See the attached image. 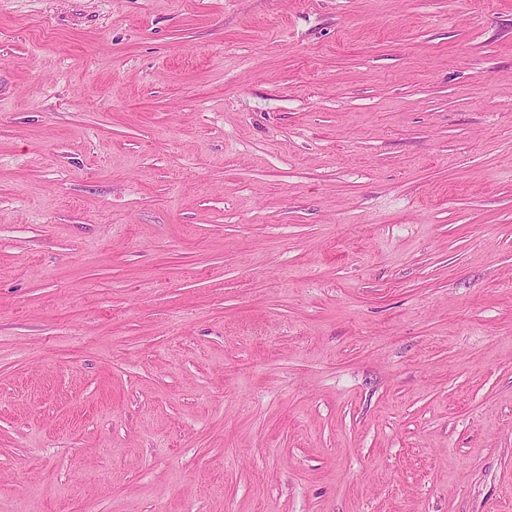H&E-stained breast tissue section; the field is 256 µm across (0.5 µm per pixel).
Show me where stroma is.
<instances>
[{"label": "stroma", "instance_id": "1", "mask_svg": "<svg viewBox=\"0 0 512 512\" xmlns=\"http://www.w3.org/2000/svg\"><path fill=\"white\" fill-rule=\"evenodd\" d=\"M0 512H512V0H0Z\"/></svg>", "mask_w": 512, "mask_h": 512}]
</instances>
